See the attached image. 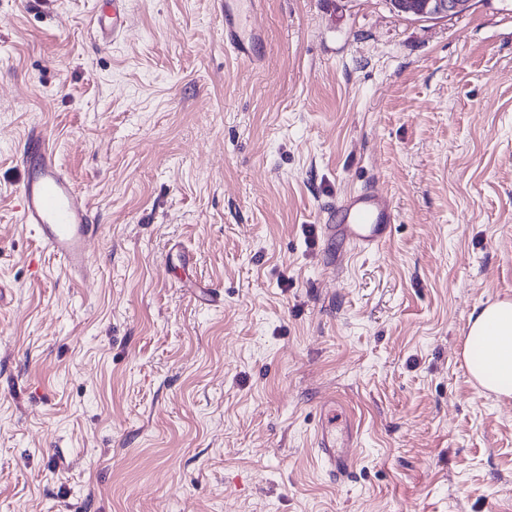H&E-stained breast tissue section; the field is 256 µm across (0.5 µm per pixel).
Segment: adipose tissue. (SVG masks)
Masks as SVG:
<instances>
[{
  "label": "adipose tissue",
  "mask_w": 512,
  "mask_h": 512,
  "mask_svg": "<svg viewBox=\"0 0 512 512\" xmlns=\"http://www.w3.org/2000/svg\"><path fill=\"white\" fill-rule=\"evenodd\" d=\"M466 345L479 354H466L471 377L482 387L504 396L512 395V300L484 304L474 315Z\"/></svg>",
  "instance_id": "1"
}]
</instances>
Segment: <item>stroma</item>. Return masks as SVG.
Listing matches in <instances>:
<instances>
[{
	"instance_id": "stroma-1",
	"label": "stroma",
	"mask_w": 512,
	"mask_h": 512,
	"mask_svg": "<svg viewBox=\"0 0 512 512\" xmlns=\"http://www.w3.org/2000/svg\"><path fill=\"white\" fill-rule=\"evenodd\" d=\"M0 0V512H512V397L463 350L512 299V0ZM50 136L99 236L80 282L21 220ZM372 181L386 246L332 275ZM336 397L358 446L311 448ZM127 0H104L92 18V26L103 46L109 45L128 26ZM237 1H224V46L226 50L233 52L237 57L250 59V41L242 34L234 21V7ZM386 2L394 13L420 20H432L462 13L470 8L473 0H387ZM327 224L323 234L337 241L342 250L333 259L337 270L351 255L379 251L390 238L396 215L390 198L373 185L365 184L324 209ZM312 446L317 449V454L325 462L328 472L334 479L348 477L354 463L355 456L350 450H339L337 448H354L347 435L344 445H339L336 440V433L332 430L331 424L322 422L314 434Z\"/></svg>"
}]
</instances>
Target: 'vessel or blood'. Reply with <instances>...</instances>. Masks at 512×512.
<instances>
[{
    "label": "vessel or blood",
    "instance_id": "obj_1",
    "mask_svg": "<svg viewBox=\"0 0 512 512\" xmlns=\"http://www.w3.org/2000/svg\"><path fill=\"white\" fill-rule=\"evenodd\" d=\"M127 0H103L92 19L102 45H109L128 26ZM237 0H224V46L237 57L251 55L250 41L234 21ZM24 178L19 188L21 219L32 225L43 248L57 258L71 277L84 281L93 277L95 266L89 243L100 227L95 223L87 197L79 191L60 165L56 152L40 127L27 135L22 157ZM323 234L339 242L334 265L347 257L378 251L390 238L396 215L390 198L366 184L326 209ZM313 446L332 477H348L355 456L339 449L336 434L324 424L314 434Z\"/></svg>",
    "mask_w": 512,
    "mask_h": 512
}]
</instances>
